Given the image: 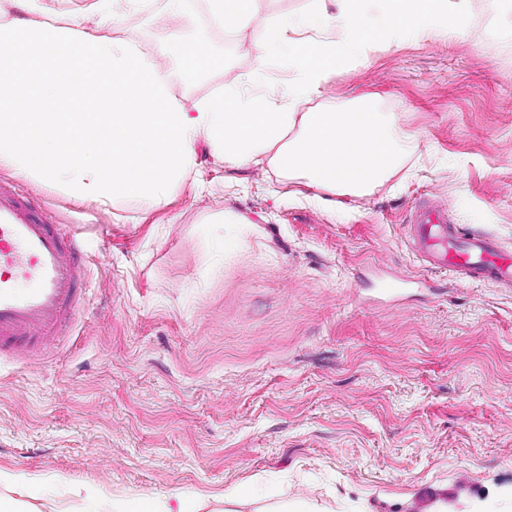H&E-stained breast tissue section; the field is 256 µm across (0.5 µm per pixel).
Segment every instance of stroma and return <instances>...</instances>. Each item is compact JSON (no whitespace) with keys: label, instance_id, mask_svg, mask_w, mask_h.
<instances>
[{"label":"stroma","instance_id":"1","mask_svg":"<svg viewBox=\"0 0 512 512\" xmlns=\"http://www.w3.org/2000/svg\"><path fill=\"white\" fill-rule=\"evenodd\" d=\"M149 0L108 29L165 57L169 29L248 71L253 21L233 38L203 0ZM365 103L417 131L420 170L335 206L293 200L257 167L199 145V180L121 216L0 167V182L78 233L86 299L61 341L0 361V470L46 512L101 497L218 495L256 480L335 512H512V288L420 266L405 226L425 199L512 246V0H470L463 36L401 31L333 75L307 109ZM256 229L225 241L214 216ZM401 280L387 290L383 283Z\"/></svg>","mask_w":512,"mask_h":512}]
</instances>
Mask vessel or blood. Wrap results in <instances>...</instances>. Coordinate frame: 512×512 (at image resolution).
<instances>
[{"label":"vessel or blood","instance_id":"obj_1","mask_svg":"<svg viewBox=\"0 0 512 512\" xmlns=\"http://www.w3.org/2000/svg\"><path fill=\"white\" fill-rule=\"evenodd\" d=\"M406 237L432 270L512 288V250L489 234L451 224L447 210L434 202L414 210ZM85 273L77 238L1 182L0 356L36 355L55 341L80 309Z\"/></svg>","mask_w":512,"mask_h":512}]
</instances>
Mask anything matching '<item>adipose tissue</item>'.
<instances>
[{
    "label": "adipose tissue",
    "mask_w": 512,
    "mask_h": 512,
    "mask_svg": "<svg viewBox=\"0 0 512 512\" xmlns=\"http://www.w3.org/2000/svg\"><path fill=\"white\" fill-rule=\"evenodd\" d=\"M328 15L314 0L298 16L266 19L252 68L228 92L198 100L184 85L219 66L207 44L173 31L168 65L152 51L104 29L109 9L145 0H84L74 10L50 0H0V166L108 209L127 202L164 204L194 175L206 144L225 168L270 166L280 180L331 196H362L395 176L413 156L415 132L393 112L367 107L306 112L303 104L337 70L390 42L400 30L425 38L463 33L469 0H337ZM214 25L229 33L249 24L258 0H207ZM292 74L273 99L259 90L271 64ZM93 512H203L200 498L86 492ZM267 500L266 512H325L255 485L224 492V512Z\"/></svg>",
    "instance_id": "adipose-tissue-1"
}]
</instances>
